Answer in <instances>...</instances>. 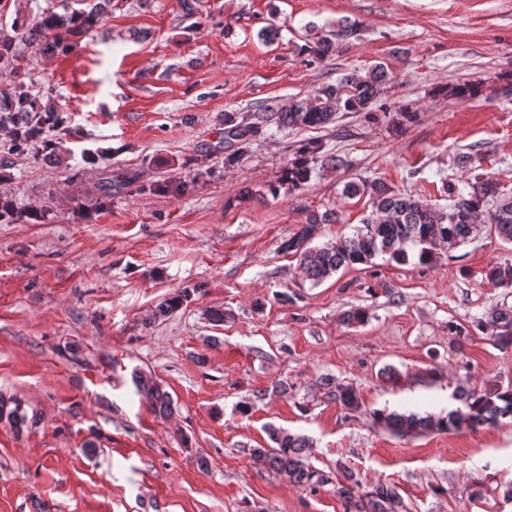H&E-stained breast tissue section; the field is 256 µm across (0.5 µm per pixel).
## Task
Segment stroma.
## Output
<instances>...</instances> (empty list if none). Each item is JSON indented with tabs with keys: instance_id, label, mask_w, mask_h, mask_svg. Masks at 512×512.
<instances>
[{
	"instance_id": "1",
	"label": "stroma",
	"mask_w": 512,
	"mask_h": 512,
	"mask_svg": "<svg viewBox=\"0 0 512 512\" xmlns=\"http://www.w3.org/2000/svg\"><path fill=\"white\" fill-rule=\"evenodd\" d=\"M318 36L334 44L321 61L306 50ZM17 51L69 130L48 132L52 153L0 162V197L44 213L0 220V393L35 417L0 421V512H345L344 466L361 490L393 484L407 512H512V422L400 435L372 417L444 415L457 392L512 386V345L476 331L458 346L448 331L512 306V288L485 278L512 264V244L483 230L430 264L356 265L317 286L282 249L309 210L339 216L318 243L350 235L367 212L344 196L351 180L440 207L444 182L474 172L512 193V0H200L192 20L179 0H112L75 51ZM379 62L391 80L370 111L260 125L225 166L226 120ZM467 82L477 95L449 97ZM404 108L416 118L398 136ZM313 140L347 164L314 162L288 190ZM197 284L193 303L150 321ZM356 308L364 322L345 324ZM136 370L170 392L171 417L137 394ZM326 376L356 390L361 413L325 397ZM271 426L310 439L327 485L253 462ZM198 290L199 287L197 286L177 289L169 297L164 298L155 306V309L151 314L152 319L155 321L164 319L180 310L184 304L188 305L193 301V296L199 294Z\"/></svg>"
}]
</instances>
